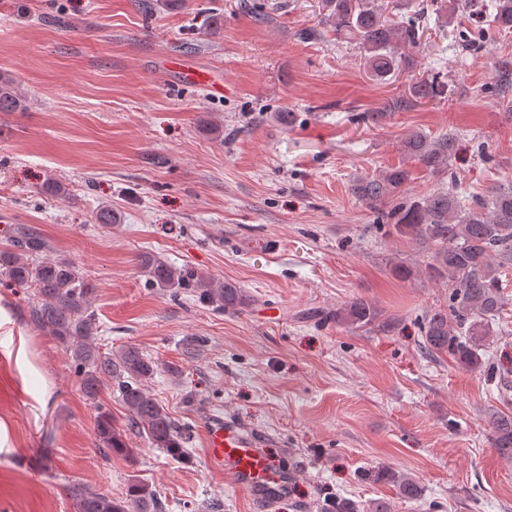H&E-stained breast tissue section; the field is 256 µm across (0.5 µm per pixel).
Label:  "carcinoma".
Wrapping results in <instances>:
<instances>
[{
  "mask_svg": "<svg viewBox=\"0 0 512 512\" xmlns=\"http://www.w3.org/2000/svg\"><path fill=\"white\" fill-rule=\"evenodd\" d=\"M325 24L336 35L357 47L371 73L385 79L399 69L407 53L421 45L429 25L424 0H322ZM467 10L485 17V26L463 40L467 47H481L485 31L512 30V0H443L436 22L446 27L458 12ZM440 73L420 78L412 89L417 99H434L444 92ZM24 103L13 81L0 74V113L17 112ZM406 156L433 172L451 170L458 150L452 134L430 136L412 131L402 140ZM410 171L396 166L373 177L357 178L352 194L376 213V223L391 224L398 235L427 253L425 273L448 287V305L425 314L422 349L430 357L451 355L458 366L496 375L482 354L490 348L492 323L505 305L502 274L512 267V181L491 187L487 194L467 204L454 186L439 187L414 200L403 197ZM43 238L28 230L18 232L0 247V277L8 286H32L37 303L36 325L57 337L70 352L80 386L88 397L97 395L107 379L119 392L128 415L117 425L106 411L97 423L99 443L114 454L128 456L127 431L143 436L150 447L179 458L188 433L178 427L161 403L147 390L159 364L140 348L129 345L117 353L103 354L97 347V323L92 310L95 288L74 262L43 258ZM142 267L155 288L178 293L190 289L199 300L219 308L242 307L249 296L237 285L215 280L190 268L177 269L147 256ZM336 322L351 330L394 328L396 318L363 298L336 309ZM489 443L502 457L512 460V415L489 416ZM410 500L422 496L410 477L384 472ZM76 512H164L149 485L135 483L122 498H112L84 488L72 490Z\"/></svg>",
  "mask_w": 512,
  "mask_h": 512,
  "instance_id": "carcinoma-1",
  "label": "carcinoma"
}]
</instances>
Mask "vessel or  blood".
Returning <instances> with one entry per match:
<instances>
[{
	"instance_id": "obj_1",
	"label": "vessel or blood",
	"mask_w": 512,
	"mask_h": 512,
	"mask_svg": "<svg viewBox=\"0 0 512 512\" xmlns=\"http://www.w3.org/2000/svg\"><path fill=\"white\" fill-rule=\"evenodd\" d=\"M203 435L209 462L223 472L231 486L255 500L263 512H272L287 492L292 476L288 469L272 463L264 439L241 432L220 415L205 421Z\"/></svg>"
}]
</instances>
